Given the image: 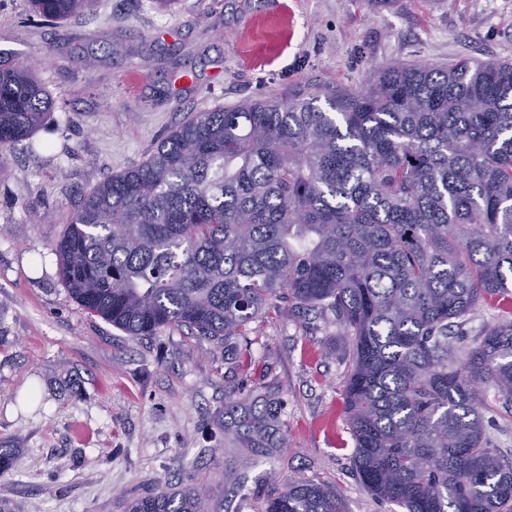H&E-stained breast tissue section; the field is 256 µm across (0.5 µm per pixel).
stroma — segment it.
Returning a JSON list of instances; mask_svg holds the SVG:
<instances>
[{
    "mask_svg": "<svg viewBox=\"0 0 512 512\" xmlns=\"http://www.w3.org/2000/svg\"><path fill=\"white\" fill-rule=\"evenodd\" d=\"M512 61V0H93L57 23L0 0V65L55 107L0 175V474L12 512H125L193 473L213 512H262L291 480L379 503L352 468L350 337L284 314L220 349L188 329L127 336L88 316L52 250L79 195L144 161L192 112L368 88L390 64ZM252 352L243 365V348ZM274 413L266 430L252 416Z\"/></svg>",
    "mask_w": 512,
    "mask_h": 512,
    "instance_id": "1",
    "label": "stroma"
}]
</instances>
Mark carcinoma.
Instances as JSON below:
<instances>
[{
  "label": "carcinoma",
  "instance_id": "cac0c4a2",
  "mask_svg": "<svg viewBox=\"0 0 512 512\" xmlns=\"http://www.w3.org/2000/svg\"><path fill=\"white\" fill-rule=\"evenodd\" d=\"M92 0H28L47 22ZM325 99L326 106L319 104ZM54 99L0 68V170ZM72 298L127 335L187 328L216 345L285 311L352 338L353 466L405 512H512V461L485 396L512 408V317L461 327L512 287V62L390 65L361 92L195 112L139 165L80 196L54 244ZM187 478L126 512H207ZM265 512H348L294 480Z\"/></svg>",
  "mask_w": 512,
  "mask_h": 512
}]
</instances>
